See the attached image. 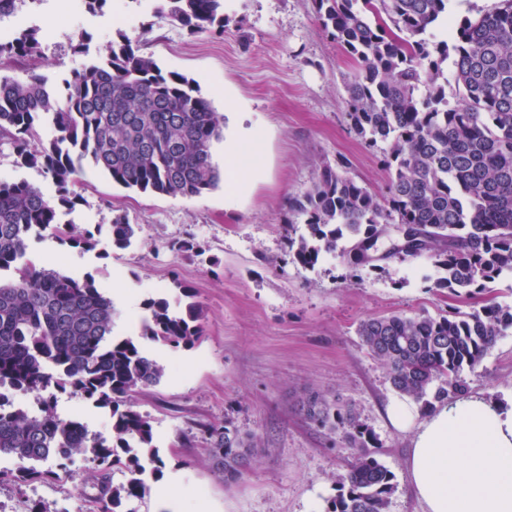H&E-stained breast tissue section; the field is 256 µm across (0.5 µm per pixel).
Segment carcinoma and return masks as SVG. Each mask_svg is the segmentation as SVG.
<instances>
[{
  "label": "carcinoma",
  "mask_w": 512,
  "mask_h": 512,
  "mask_svg": "<svg viewBox=\"0 0 512 512\" xmlns=\"http://www.w3.org/2000/svg\"><path fill=\"white\" fill-rule=\"evenodd\" d=\"M155 12L194 33L224 30V0H154ZM323 25L354 59L345 82L351 126L367 143H387L390 185L383 198L338 164L321 168L313 187L290 199L307 234L289 238L292 261L313 268L340 250L354 268L432 253L441 271L435 287L461 303L481 298L487 284L512 273V0L448 26L438 42L433 29L448 15V0H316ZM41 57L37 31L0 42V59ZM452 60L454 90L439 82ZM56 136L41 138L38 121ZM224 117L178 73L163 74L156 60L114 42L109 54L70 73L60 88L45 77L0 74V139L21 161L41 168L57 187L47 198L25 182L0 181V387L35 397L38 410L0 408V453L30 464L21 479L55 475L90 448L104 474L102 512H123L124 502L150 490L141 459L159 472L153 428L132 402L160 382L164 367L145 343L192 346L203 335L202 308L181 314L164 298L148 311L138 337L112 335V299L90 278L39 268L26 257L28 233L51 231L75 245L93 234L58 226V213L76 205L68 184L83 162L125 187L167 196L198 197L216 189L222 172L213 142ZM112 246L126 249L132 225L112 221ZM396 240L405 248L385 249ZM512 330V308L488 301L480 309L445 314H393L363 321L362 344L384 361L400 394L430 409L465 387L460 373L476 368ZM73 393L110 410L111 436L89 432L79 420L54 412L56 393ZM302 410L313 423L341 429L353 449L336 479L329 512H387L393 474L369 450L373 435L350 408L309 397ZM210 460L224 480L250 464L249 445L226 421L210 433ZM129 477L111 485L112 468Z\"/></svg>",
  "instance_id": "obj_1"
}]
</instances>
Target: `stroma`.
I'll use <instances>...</instances> for the list:
<instances>
[{"label": "stroma", "instance_id": "obj_1", "mask_svg": "<svg viewBox=\"0 0 512 512\" xmlns=\"http://www.w3.org/2000/svg\"><path fill=\"white\" fill-rule=\"evenodd\" d=\"M37 10L30 21L41 41L37 71L49 82L106 57L123 37L163 71L193 80L216 112L230 104L248 113L261 144V175L233 198L222 187L192 198L144 193L82 169L70 185L78 204L61 221L92 231L93 246L46 233L27 241L28 257L57 272L91 278L107 292L129 285L130 304L115 307L114 335H138L150 297L179 310L188 287L203 309L199 342L152 350L165 374L136 395L135 407L149 416L164 465L149 493L128 502L129 512H327L351 450L341 433L306 418L302 402L312 395L352 406L374 433L375 455L394 475L388 512H422L405 470L409 435L386 414L396 396L388 369L362 346L357 328L366 318L454 307L447 289L434 285V258L393 257L355 269L336 252L306 269L288 256V202L313 186L324 163L347 161L348 174L377 196L389 186L386 143L367 145L346 115L344 80L356 64L322 25L314 0H226L220 35L155 15L151 0H109L67 22L56 20L54 0ZM0 180L56 190L5 141ZM118 217L136 231L130 248L112 245ZM183 240L192 250L177 249ZM461 378L468 393L511 400L512 332ZM227 420L257 443L250 467L228 483L212 471L208 435ZM12 461L0 457L7 474L0 512H28L36 503L46 512L64 503L70 512H100L90 454L56 479L28 484L10 479Z\"/></svg>", "mask_w": 512, "mask_h": 512}]
</instances>
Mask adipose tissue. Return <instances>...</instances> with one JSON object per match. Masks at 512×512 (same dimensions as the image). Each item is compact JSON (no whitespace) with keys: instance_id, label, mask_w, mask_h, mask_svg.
<instances>
[{"instance_id":"ef3b65f1","label":"adipose tissue","mask_w":512,"mask_h":512,"mask_svg":"<svg viewBox=\"0 0 512 512\" xmlns=\"http://www.w3.org/2000/svg\"><path fill=\"white\" fill-rule=\"evenodd\" d=\"M224 133V172L237 193L259 169L260 149L243 113ZM391 423L411 434L409 486L423 512H512V404L472 394L419 417L412 399L392 400Z\"/></svg>"}]
</instances>
